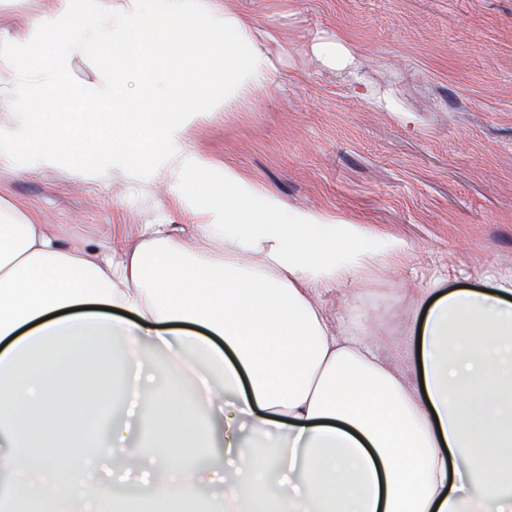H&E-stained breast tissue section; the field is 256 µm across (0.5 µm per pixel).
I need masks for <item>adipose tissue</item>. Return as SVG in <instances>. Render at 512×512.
<instances>
[{"label":"adipose tissue","mask_w":512,"mask_h":512,"mask_svg":"<svg viewBox=\"0 0 512 512\" xmlns=\"http://www.w3.org/2000/svg\"><path fill=\"white\" fill-rule=\"evenodd\" d=\"M209 196L223 223L83 241L0 200V512H208L204 487L224 512H512V276L432 277L386 349L350 286L404 240L229 166Z\"/></svg>","instance_id":"obj_1"}]
</instances>
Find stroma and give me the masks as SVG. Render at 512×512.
<instances>
[{
	"label": "stroma",
	"mask_w": 512,
	"mask_h": 512,
	"mask_svg": "<svg viewBox=\"0 0 512 512\" xmlns=\"http://www.w3.org/2000/svg\"><path fill=\"white\" fill-rule=\"evenodd\" d=\"M251 30L274 76L192 116L175 146L232 166L291 209L405 239L408 266L359 290L367 332L394 338L409 289L454 268L482 287L512 273V0H204ZM55 0H0V40ZM341 43L343 61L320 50ZM0 197L72 239L140 224H210L176 181L0 164Z\"/></svg>",
	"instance_id": "35a3bbf8"
}]
</instances>
